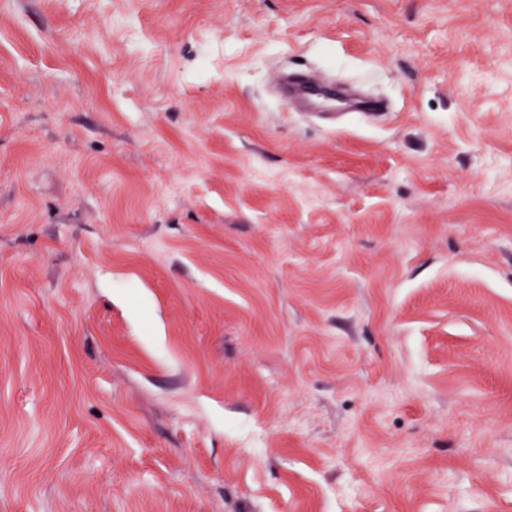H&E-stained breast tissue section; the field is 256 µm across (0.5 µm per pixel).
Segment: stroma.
Wrapping results in <instances>:
<instances>
[{"instance_id": "1", "label": "stroma", "mask_w": 512, "mask_h": 512, "mask_svg": "<svg viewBox=\"0 0 512 512\" xmlns=\"http://www.w3.org/2000/svg\"><path fill=\"white\" fill-rule=\"evenodd\" d=\"M0 512H512V0H0ZM282 83L287 104L292 100H301L317 106H327V103H330L329 106H335L336 95L313 78L285 76Z\"/></svg>"}]
</instances>
